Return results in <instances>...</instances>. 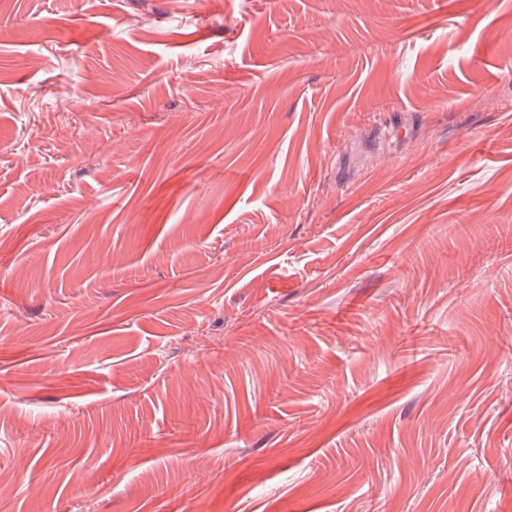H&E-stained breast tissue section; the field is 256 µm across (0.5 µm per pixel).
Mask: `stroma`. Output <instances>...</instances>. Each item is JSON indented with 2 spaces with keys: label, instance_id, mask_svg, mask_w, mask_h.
Wrapping results in <instances>:
<instances>
[{
  "label": "stroma",
  "instance_id": "35a3bbf8",
  "mask_svg": "<svg viewBox=\"0 0 512 512\" xmlns=\"http://www.w3.org/2000/svg\"><path fill=\"white\" fill-rule=\"evenodd\" d=\"M0 512H512V0H0Z\"/></svg>",
  "mask_w": 512,
  "mask_h": 512
}]
</instances>
